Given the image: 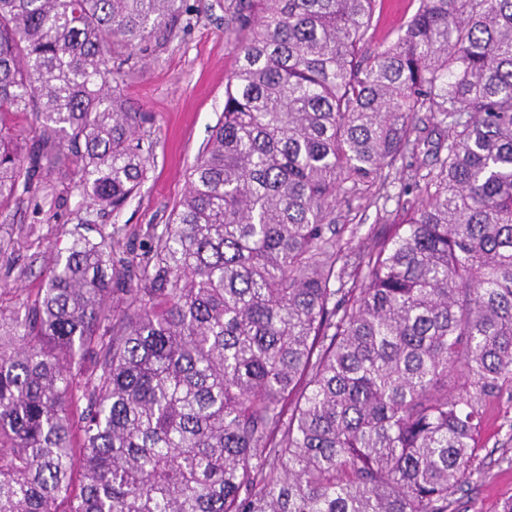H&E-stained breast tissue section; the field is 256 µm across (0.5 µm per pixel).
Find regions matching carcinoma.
I'll list each match as a JSON object with an SVG mask.
<instances>
[{
  "label": "carcinoma",
  "mask_w": 512,
  "mask_h": 512,
  "mask_svg": "<svg viewBox=\"0 0 512 512\" xmlns=\"http://www.w3.org/2000/svg\"><path fill=\"white\" fill-rule=\"evenodd\" d=\"M239 0L224 111L135 262L77 231L0 307V512H448L512 392V0ZM181 0H0V208L120 211L153 160L124 66ZM27 112L24 142L10 118ZM446 128L357 272L330 216ZM80 460L79 478L74 461ZM384 1L376 22L372 48L396 38L403 20L417 6V0Z\"/></svg>",
  "instance_id": "1"
}]
</instances>
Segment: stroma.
<instances>
[{"mask_svg": "<svg viewBox=\"0 0 512 512\" xmlns=\"http://www.w3.org/2000/svg\"><path fill=\"white\" fill-rule=\"evenodd\" d=\"M237 0H183L180 28L168 40L149 43L126 69L121 86L131 111L147 113L144 131L154 142V160L139 193L120 213L94 204L67 175L58 159L50 187H36L0 210V305L44 284L46 268L65 251L76 225L86 234L119 224L124 232L117 255L138 259L148 250L147 231L167 224L185 194L193 166L224 110L228 76L238 50L231 33ZM399 184L383 205L365 195L339 196L334 223L358 226L360 233L381 224L383 211L396 209ZM474 461L478 472L459 492L448 512H500L512 497V397L494 395L486 411Z\"/></svg>", "mask_w": 512, "mask_h": 512, "instance_id": "1", "label": "stroma"}]
</instances>
